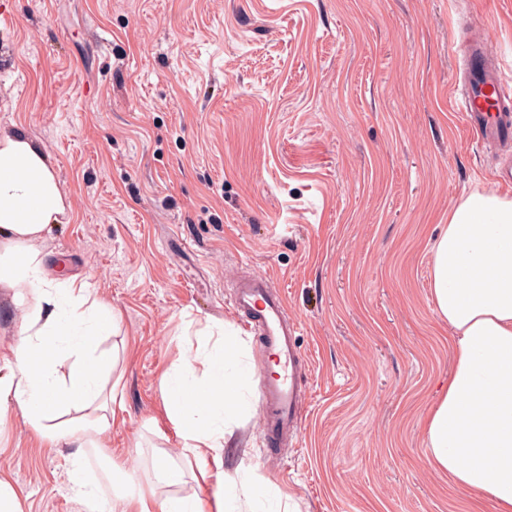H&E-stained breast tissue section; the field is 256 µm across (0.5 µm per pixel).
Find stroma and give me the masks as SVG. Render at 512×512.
I'll use <instances>...</instances> for the list:
<instances>
[{"mask_svg": "<svg viewBox=\"0 0 512 512\" xmlns=\"http://www.w3.org/2000/svg\"><path fill=\"white\" fill-rule=\"evenodd\" d=\"M512 82V0H0V137L34 140L70 206L43 244L118 315L123 407L99 447H49L19 416L0 477L22 512H88L113 468L180 461L160 376L208 324L259 338L228 300L272 279L308 360L298 438L259 408L223 471L299 512H496L431 464L425 418L454 364L431 292L448 210L498 184L454 100L460 42ZM75 485L77 486V495L91 511L96 512H116L115 505L112 503V509L108 508L107 502L100 500L97 489L89 483H86L79 478H75Z\"/></svg>", "mask_w": 512, "mask_h": 512, "instance_id": "obj_1", "label": "stroma"}]
</instances>
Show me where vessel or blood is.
<instances>
[{
  "instance_id": "obj_1",
  "label": "vessel or blood",
  "mask_w": 512,
  "mask_h": 512,
  "mask_svg": "<svg viewBox=\"0 0 512 512\" xmlns=\"http://www.w3.org/2000/svg\"><path fill=\"white\" fill-rule=\"evenodd\" d=\"M462 59L467 78L455 99L457 110L465 113L477 138H512V124L500 118L507 102L512 101V84L484 55L467 48ZM229 301L259 337L260 363L272 362L278 367L275 374L261 375L258 404L269 445H281L284 438L297 435L301 422L299 370L305 355L296 342L297 325L289 321L283 295L272 290L267 278L236 281Z\"/></svg>"
}]
</instances>
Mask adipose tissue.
I'll use <instances>...</instances> for the list:
<instances>
[{
    "mask_svg": "<svg viewBox=\"0 0 512 512\" xmlns=\"http://www.w3.org/2000/svg\"><path fill=\"white\" fill-rule=\"evenodd\" d=\"M69 206L56 170L23 136L0 138V286L28 304L21 336L0 352V424L18 413L50 446L87 447L112 426L117 357L100 348L115 316L86 281H56L42 270L40 245ZM432 290L452 331L455 363L426 422L432 464L451 481L512 512V200L474 193L448 212L433 247ZM241 337L221 332L212 347L162 374V405L181 455L200 476L222 465L239 416L250 411L252 369ZM161 497L146 498L117 470L122 512H287L275 489L250 491L225 479L210 501L173 492L168 460L153 464Z\"/></svg>",
    "mask_w": 512,
    "mask_h": 512,
    "instance_id": "ef3b65f1",
    "label": "adipose tissue"
}]
</instances>
